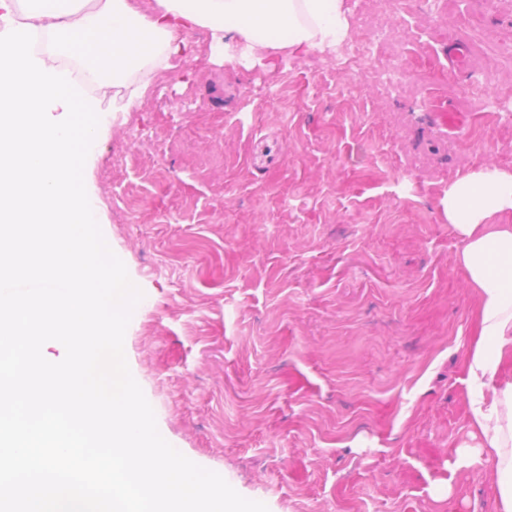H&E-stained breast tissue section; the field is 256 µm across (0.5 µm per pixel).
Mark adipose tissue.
I'll use <instances>...</instances> for the list:
<instances>
[{"instance_id": "1", "label": "adipose tissue", "mask_w": 512, "mask_h": 512, "mask_svg": "<svg viewBox=\"0 0 512 512\" xmlns=\"http://www.w3.org/2000/svg\"><path fill=\"white\" fill-rule=\"evenodd\" d=\"M44 35L47 67L76 60L99 91H112V109L129 111L167 59L184 54L185 33L203 27L225 63L266 68L279 53L325 52L353 31L344 0H155L151 12L132 0H0V20L17 18ZM124 93H117V86ZM456 230L458 260L479 298V331L468 365L475 447L457 466L490 465L510 481L496 512H512V225L494 223L512 211V171L486 167L449 186L440 201Z\"/></svg>"}]
</instances>
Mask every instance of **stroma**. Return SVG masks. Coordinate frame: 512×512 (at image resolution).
Masks as SVG:
<instances>
[{"label":"stroma","mask_w":512,"mask_h":512,"mask_svg":"<svg viewBox=\"0 0 512 512\" xmlns=\"http://www.w3.org/2000/svg\"><path fill=\"white\" fill-rule=\"evenodd\" d=\"M345 3L348 47L230 68L198 27L131 111L102 98L83 176L143 293L125 357L162 437L268 512H493V468H448L478 298L440 200L512 170V0H406L386 38Z\"/></svg>","instance_id":"stroma-1"}]
</instances>
